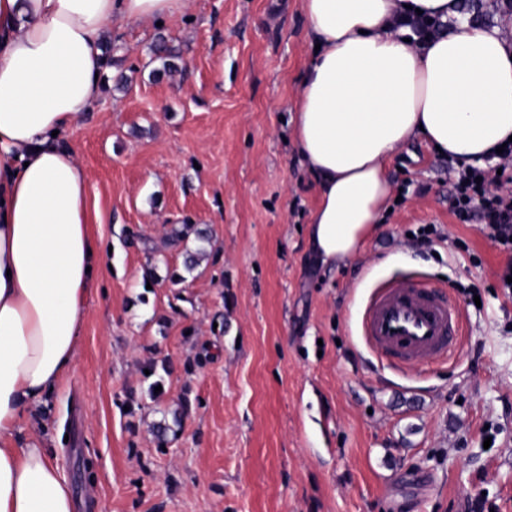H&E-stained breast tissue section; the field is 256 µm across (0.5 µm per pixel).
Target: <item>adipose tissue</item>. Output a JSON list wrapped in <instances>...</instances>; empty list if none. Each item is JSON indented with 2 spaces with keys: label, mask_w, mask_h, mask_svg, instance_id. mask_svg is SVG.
<instances>
[{
  "label": "adipose tissue",
  "mask_w": 512,
  "mask_h": 512,
  "mask_svg": "<svg viewBox=\"0 0 512 512\" xmlns=\"http://www.w3.org/2000/svg\"><path fill=\"white\" fill-rule=\"evenodd\" d=\"M316 44L295 140L318 187L310 247L353 259L393 194L386 163L422 139L467 164L512 138V41L458 0H302ZM188 0H0V512H75L49 449L21 438L71 368L86 296L109 254L92 236L87 177L57 132L101 93L104 45ZM443 21L416 38L417 17Z\"/></svg>",
  "instance_id": "ef3b65f1"
}]
</instances>
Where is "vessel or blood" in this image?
Here are the masks:
<instances>
[{"label":"vessel or blood","instance_id":"b4317fda","mask_svg":"<svg viewBox=\"0 0 512 512\" xmlns=\"http://www.w3.org/2000/svg\"><path fill=\"white\" fill-rule=\"evenodd\" d=\"M461 317L433 287L396 278L365 304L359 333L372 354L399 369L447 355L458 343Z\"/></svg>","mask_w":512,"mask_h":512}]
</instances>
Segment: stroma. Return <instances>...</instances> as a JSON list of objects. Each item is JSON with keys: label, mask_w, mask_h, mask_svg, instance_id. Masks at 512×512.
<instances>
[{"label": "stroma", "mask_w": 512, "mask_h": 512, "mask_svg": "<svg viewBox=\"0 0 512 512\" xmlns=\"http://www.w3.org/2000/svg\"><path fill=\"white\" fill-rule=\"evenodd\" d=\"M307 27L301 0H191L183 18L130 24L96 108L60 136L112 254L72 368L22 433L42 432L94 512H465L481 496L512 512L508 256L454 219L443 159L415 140L387 163L381 230L349 262H315L318 194L293 121ZM159 33L183 68L157 79ZM184 217L207 240L159 250ZM425 225L438 236L422 245ZM397 277L460 309V354L411 374L378 364L360 313ZM176 415L159 446L156 424Z\"/></svg>", "instance_id": "1"}]
</instances>
